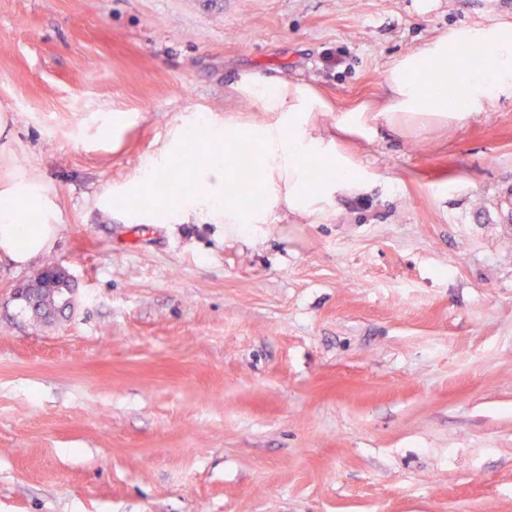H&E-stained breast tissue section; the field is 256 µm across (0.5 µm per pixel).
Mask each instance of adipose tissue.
<instances>
[{
	"label": "adipose tissue",
	"instance_id": "obj_1",
	"mask_svg": "<svg viewBox=\"0 0 512 512\" xmlns=\"http://www.w3.org/2000/svg\"><path fill=\"white\" fill-rule=\"evenodd\" d=\"M384 80L389 95L382 104L340 110L302 82L239 85L241 96L259 111L276 113V120L234 133L200 123L195 137L206 147L231 141L259 146L251 179L260 193L240 201L230 190L234 179L224 156L216 153L196 170L187 205L223 224H264L283 206L307 215L320 203L360 193L366 186L362 169L324 136L318 114L335 112L338 133L369 140L383 125L426 129L488 111L501 99H512V23L449 28L401 56ZM29 198L17 186L0 192V252L19 265L51 250L57 231L53 224L21 223Z\"/></svg>",
	"mask_w": 512,
	"mask_h": 512
}]
</instances>
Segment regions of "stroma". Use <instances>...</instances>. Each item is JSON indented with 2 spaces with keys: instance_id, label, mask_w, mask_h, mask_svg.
Instances as JSON below:
<instances>
[{
  "instance_id": "1",
  "label": "stroma",
  "mask_w": 512,
  "mask_h": 512,
  "mask_svg": "<svg viewBox=\"0 0 512 512\" xmlns=\"http://www.w3.org/2000/svg\"><path fill=\"white\" fill-rule=\"evenodd\" d=\"M0 0V189L55 245L0 256V512H512V101L337 149L368 192L240 229L113 204L174 136L270 120L242 79L384 98L512 0ZM334 53L340 66L326 67ZM55 265L72 303L15 287ZM69 280V275L60 267L48 266L43 268L33 280L19 286L15 295L18 299L35 297L42 290L57 287ZM66 299L64 293H58L55 288H52L33 300H25L23 303L25 307L32 308L38 314L51 315L61 312L62 306L68 304Z\"/></svg>"
}]
</instances>
